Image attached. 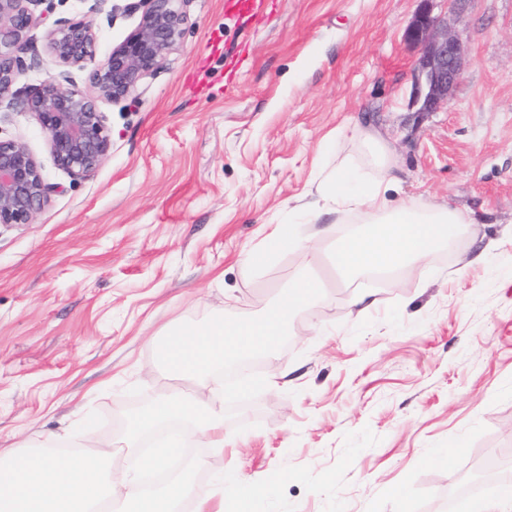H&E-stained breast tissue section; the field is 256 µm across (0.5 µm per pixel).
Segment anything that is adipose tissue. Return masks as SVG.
Wrapping results in <instances>:
<instances>
[{"instance_id": "ef3b65f1", "label": "adipose tissue", "mask_w": 512, "mask_h": 512, "mask_svg": "<svg viewBox=\"0 0 512 512\" xmlns=\"http://www.w3.org/2000/svg\"><path fill=\"white\" fill-rule=\"evenodd\" d=\"M395 181L392 165L379 179L361 183L349 170L337 171L327 184L324 212L357 211L364 232L337 242L334 261L338 270L356 279L368 273L393 276L463 236L469 226L457 210L431 208L411 201L391 206L388 192Z\"/></svg>"}]
</instances>
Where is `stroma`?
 <instances>
[{"label":"stroma","mask_w":512,"mask_h":512,"mask_svg":"<svg viewBox=\"0 0 512 512\" xmlns=\"http://www.w3.org/2000/svg\"><path fill=\"white\" fill-rule=\"evenodd\" d=\"M242 25L225 0H192L181 47L117 103H100L111 149L73 179L33 115L0 111V136L27 145L59 185L27 224L0 226V448L112 440L133 464L125 413L195 386L162 373L156 342L232 303L262 315L303 273L300 253L261 266L247 253L292 224L319 253L323 295L294 314L289 341L249 373L277 380L224 420V450L188 437L193 489L239 475L271 485L258 512H438L484 459L512 462V0H465L450 29L470 62L447 108L412 105L420 0H265ZM51 0L48 22L92 18L107 52L137 26L138 0ZM44 28L19 88L68 74ZM387 146L392 202L466 214L467 235L390 285L365 279L359 314L325 250L360 228L353 213L307 222L337 167L381 168L361 128ZM451 466L432 463L440 449ZM396 485L401 498L390 497Z\"/></svg>","instance_id":"35a3bbf8"}]
</instances>
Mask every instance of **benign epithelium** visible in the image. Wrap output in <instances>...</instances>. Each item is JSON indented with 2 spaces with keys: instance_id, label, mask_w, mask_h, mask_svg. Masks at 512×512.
I'll return each instance as SVG.
<instances>
[{
  "instance_id": "benign-epithelium-1",
  "label": "benign epithelium",
  "mask_w": 512,
  "mask_h": 512,
  "mask_svg": "<svg viewBox=\"0 0 512 512\" xmlns=\"http://www.w3.org/2000/svg\"><path fill=\"white\" fill-rule=\"evenodd\" d=\"M41 2L0 0V105L33 114L48 136L56 165L75 179H85L98 170L111 146L97 102L128 97L162 67L165 56L183 42L190 0H139L143 11L138 25L104 55L99 54L92 21L56 22L45 34L47 52L60 66L88 70L89 89L63 88L50 77L21 96L14 87L25 70L22 54L45 18L34 10ZM420 2L406 31L407 40L418 48L413 98L418 111L436 112L448 105L462 78L467 49L448 31V15L433 12L435 0ZM55 191L24 143L0 138L1 225L30 223Z\"/></svg>"
}]
</instances>
